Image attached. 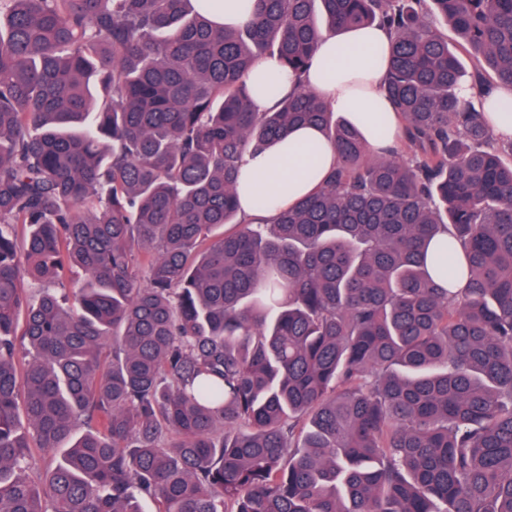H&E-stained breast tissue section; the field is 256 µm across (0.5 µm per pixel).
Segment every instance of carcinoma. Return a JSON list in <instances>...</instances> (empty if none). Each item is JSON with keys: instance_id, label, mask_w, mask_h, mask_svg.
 I'll use <instances>...</instances> for the list:
<instances>
[{"instance_id": "obj_1", "label": "carcinoma", "mask_w": 512, "mask_h": 512, "mask_svg": "<svg viewBox=\"0 0 512 512\" xmlns=\"http://www.w3.org/2000/svg\"><path fill=\"white\" fill-rule=\"evenodd\" d=\"M6 2L0 512H512V140L474 103L512 0ZM375 24L407 152L302 87L253 110L259 57ZM305 125L335 167L246 222L243 153ZM224 9L219 11L222 18L217 17V23L227 25H241L246 23L252 14V0H225ZM243 1V2H234Z\"/></svg>"}]
</instances>
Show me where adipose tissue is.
I'll use <instances>...</instances> for the list:
<instances>
[{
  "label": "adipose tissue",
  "instance_id": "adipose-tissue-1",
  "mask_svg": "<svg viewBox=\"0 0 512 512\" xmlns=\"http://www.w3.org/2000/svg\"><path fill=\"white\" fill-rule=\"evenodd\" d=\"M390 41V32L379 26L345 30L318 46L299 77L283 68L278 58H260L246 80L253 83L275 77L277 93L254 96L253 108L259 112L270 110L277 95L294 93L303 86L319 94L337 115L359 127L371 147H390L401 134L381 90L387 72L383 51ZM335 163L333 146L312 126L293 129L270 150L244 153L238 187L242 214L272 220L280 210L319 187ZM256 185L264 187L269 198L261 212L251 205V189Z\"/></svg>",
  "mask_w": 512,
  "mask_h": 512
}]
</instances>
